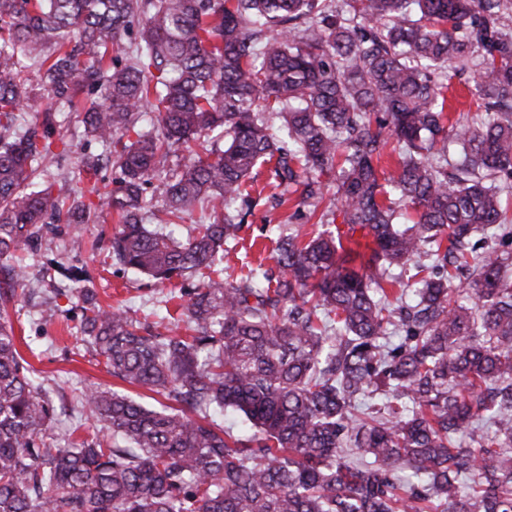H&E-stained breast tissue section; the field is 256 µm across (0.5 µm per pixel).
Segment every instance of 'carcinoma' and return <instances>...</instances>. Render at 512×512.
I'll return each instance as SVG.
<instances>
[{
  "label": "carcinoma",
  "instance_id": "obj_1",
  "mask_svg": "<svg viewBox=\"0 0 512 512\" xmlns=\"http://www.w3.org/2000/svg\"><path fill=\"white\" fill-rule=\"evenodd\" d=\"M512 0H0V260L61 225L115 213V265L183 289L186 334L155 333L74 289L112 377L175 402L98 388L102 429L47 442L52 401L0 323V512H512ZM138 21V42L122 37ZM128 55V63L122 56ZM51 105L17 131L28 65ZM469 72L477 109L445 124ZM65 109L115 170L93 201L59 161ZM280 119L277 132L263 113ZM149 113L151 129L124 137ZM187 151L189 161L179 159ZM397 156L380 182V163ZM347 230L278 237L279 277L220 268L252 171ZM197 205L184 240L142 222ZM374 247L359 269L354 234ZM414 282L394 295L390 270ZM25 268L0 284L17 301ZM242 420L234 432L216 415Z\"/></svg>",
  "mask_w": 512,
  "mask_h": 512
}]
</instances>
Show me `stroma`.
<instances>
[{"label":"stroma","mask_w":512,"mask_h":512,"mask_svg":"<svg viewBox=\"0 0 512 512\" xmlns=\"http://www.w3.org/2000/svg\"><path fill=\"white\" fill-rule=\"evenodd\" d=\"M60 131L70 146L55 167L41 172L44 180L66 177L74 170L78 159L86 153L98 151L95 142L87 140L82 128L61 120ZM246 190L253 200L252 209L236 243L224 254V276L235 279L249 268L275 265L276 228L292 227L294 202L277 204L275 188L269 179L268 165L257 167L246 182ZM117 226L116 215H102L95 224L82 227L85 245L82 250L71 246V235L62 232L43 237L23 253L27 270L25 300L10 306L7 318L12 323L21 343L30 347L26 358L31 363L38 381L52 390L57 409L55 440L66 444L70 433L85 437V430L77 429L78 420L87 413L77 398L89 388H115L138 402L157 406V395L128 385L106 371L94 359L80 332L81 312L66 296L48 298L46 283L59 264L85 267L93 288L103 307L119 308L129 316L149 321L176 323L184 304L180 290L171 284H158L136 272H114L107 253L108 239Z\"/></svg>","instance_id":"stroma-1"}]
</instances>
